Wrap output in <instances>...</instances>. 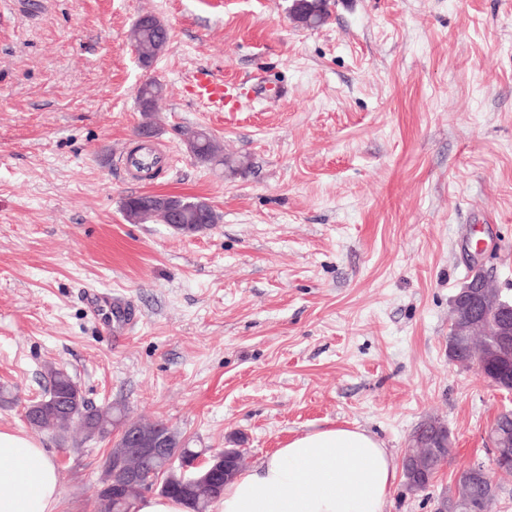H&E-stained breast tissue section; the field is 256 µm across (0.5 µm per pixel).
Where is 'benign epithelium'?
Masks as SVG:
<instances>
[{
	"label": "benign epithelium",
	"instance_id": "1",
	"mask_svg": "<svg viewBox=\"0 0 512 512\" xmlns=\"http://www.w3.org/2000/svg\"><path fill=\"white\" fill-rule=\"evenodd\" d=\"M202 204L194 203L190 197L175 194L168 199V226L179 230L184 227L185 207ZM485 243L478 239L468 244L466 265L470 274L461 284L459 290L451 298L450 305L453 324V347L462 348L468 345L472 336H488L484 348L478 353L474 364L479 374H484L483 363L499 362L507 359L504 345L512 338V302L502 298L495 285L494 277L484 266ZM493 453L497 468L501 471H512V439L498 434L491 437ZM172 452L170 434L166 430L146 433L133 430L125 437V445L112 454V477L101 490L97 510L103 512L110 500L126 498L132 493L143 494L153 492L157 485L144 480L139 463L161 457ZM240 453L238 448H222L213 456L214 466L209 475L224 472V480L235 477L237 468L235 461ZM178 463L182 474L186 475V485L195 482L193 470L203 466L199 459L179 457L170 459V463Z\"/></svg>",
	"mask_w": 512,
	"mask_h": 512
}]
</instances>
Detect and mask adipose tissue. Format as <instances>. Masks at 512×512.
I'll list each match as a JSON object with an SVG mask.
<instances>
[{
    "label": "adipose tissue",
    "mask_w": 512,
    "mask_h": 512,
    "mask_svg": "<svg viewBox=\"0 0 512 512\" xmlns=\"http://www.w3.org/2000/svg\"><path fill=\"white\" fill-rule=\"evenodd\" d=\"M398 464L364 429L336 426L291 439L225 485L218 512H386ZM58 470L23 431L0 430V512H55Z\"/></svg>",
    "instance_id": "obj_1"
}]
</instances>
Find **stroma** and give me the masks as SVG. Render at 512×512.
<instances>
[{
    "label": "stroma",
    "instance_id": "obj_1",
    "mask_svg": "<svg viewBox=\"0 0 512 512\" xmlns=\"http://www.w3.org/2000/svg\"><path fill=\"white\" fill-rule=\"evenodd\" d=\"M289 0H0V430L53 457L57 512H93L112 438L31 427L23 403L66 369L93 405L163 421L250 469L335 425L403 458L427 422L453 461L388 512H434L483 464L512 512L489 430L512 393L448 358L466 239L512 299V0H333L298 26ZM151 13V68L129 42ZM223 76V111L193 72ZM162 84L156 112L137 95ZM170 155L153 180L119 156L144 121ZM203 128L240 168L202 165ZM176 192L220 219L186 236L122 201ZM147 23L136 20L130 31V39L142 67L149 68L168 40L159 20L148 15ZM163 87L153 79H147L142 83L138 91V99L141 111L148 116L154 112L158 99L162 96Z\"/></svg>",
    "mask_w": 512,
    "mask_h": 512
}]
</instances>
